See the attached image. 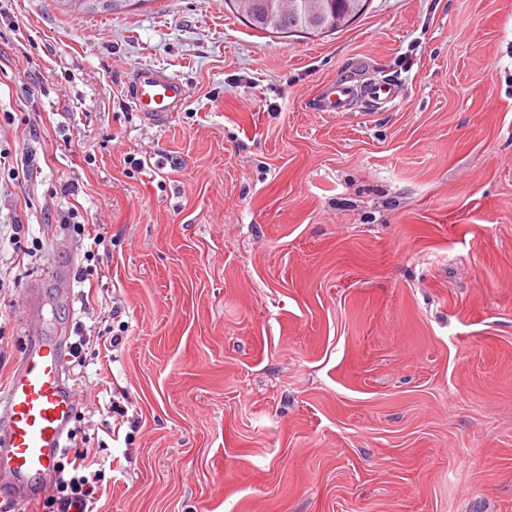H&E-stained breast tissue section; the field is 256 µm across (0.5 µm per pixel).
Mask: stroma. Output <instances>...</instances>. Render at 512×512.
Wrapping results in <instances>:
<instances>
[{"label": "stroma", "instance_id": "stroma-1", "mask_svg": "<svg viewBox=\"0 0 512 512\" xmlns=\"http://www.w3.org/2000/svg\"><path fill=\"white\" fill-rule=\"evenodd\" d=\"M35 332L83 344L88 512H512V0H0L1 397ZM226 1L252 28L282 34L281 37L294 33L319 37L341 31L364 12L367 3V0ZM182 97L181 84L174 77L148 68L138 70L134 100L141 111L171 112ZM359 93H363L376 105L386 104L394 99L393 86L384 80L370 82L364 88L346 82H334L329 84L323 93L320 111H347L351 100Z\"/></svg>", "mask_w": 512, "mask_h": 512}]
</instances>
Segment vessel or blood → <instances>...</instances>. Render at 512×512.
<instances>
[{"mask_svg":"<svg viewBox=\"0 0 512 512\" xmlns=\"http://www.w3.org/2000/svg\"><path fill=\"white\" fill-rule=\"evenodd\" d=\"M359 94L377 105L394 98L392 85L383 80L362 88L334 82L326 87L320 109L346 111ZM182 97V87L174 77L139 69L134 100L141 111H170ZM64 368L65 357L57 342L30 336L28 349L9 382L5 406L0 409L7 420V429L0 434V471L7 473L8 486L36 482L54 473L75 410L74 394L63 383Z\"/></svg>","mask_w":512,"mask_h":512,"instance_id":"obj_1","label":"vessel or blood"}]
</instances>
